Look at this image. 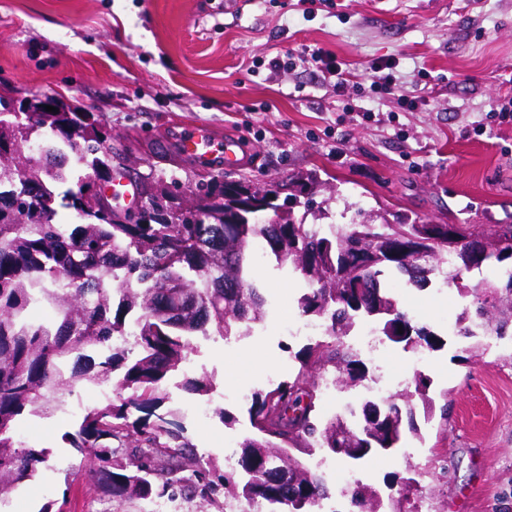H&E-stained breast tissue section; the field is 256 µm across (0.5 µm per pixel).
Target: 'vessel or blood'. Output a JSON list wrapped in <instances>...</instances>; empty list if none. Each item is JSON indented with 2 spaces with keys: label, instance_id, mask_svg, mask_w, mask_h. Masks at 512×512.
Returning a JSON list of instances; mask_svg holds the SVG:
<instances>
[{
  "label": "vessel or blood",
  "instance_id": "obj_1",
  "mask_svg": "<svg viewBox=\"0 0 512 512\" xmlns=\"http://www.w3.org/2000/svg\"><path fill=\"white\" fill-rule=\"evenodd\" d=\"M172 141L177 153L212 169L235 170L246 163L242 145L234 137H218L200 125L175 127Z\"/></svg>",
  "mask_w": 512,
  "mask_h": 512
}]
</instances>
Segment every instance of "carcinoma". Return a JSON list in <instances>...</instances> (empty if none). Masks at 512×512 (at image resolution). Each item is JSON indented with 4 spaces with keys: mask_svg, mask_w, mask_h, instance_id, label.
<instances>
[{
    "mask_svg": "<svg viewBox=\"0 0 512 512\" xmlns=\"http://www.w3.org/2000/svg\"><path fill=\"white\" fill-rule=\"evenodd\" d=\"M15 104L18 111H5ZM116 156L94 113L66 104L48 112L40 99L0 96V497L46 462L45 451L15 440L18 417L61 402L62 391L80 378L116 375L115 386L128 395L87 412L69 437L77 453L93 455L103 493L148 499L176 486L199 487L211 501L222 493L263 501L270 512L279 506L320 512L330 490L295 453L381 454L406 430L421 436L407 396L366 402L357 428L319 414L321 374L333 370L341 388L368 380L365 362L345 344L357 322L376 324L405 349L443 345L398 308L395 279L405 277L422 291L440 277L450 283L465 271L494 268L502 286L489 284L474 295L476 319L459 315L458 335L489 327L501 338L512 325V311L505 315L498 306L512 303V224H392L359 207V222L322 232L305 224L308 213L328 217L315 211L311 172L288 181V202L305 198L301 217L278 204V190L226 183L219 175L200 183L183 205L174 204L177 182L158 180L144 188L143 211L132 216L107 208L100 196L99 182L112 178ZM61 208L78 224L58 222ZM258 246L265 260L310 285L298 309L326 320V335L298 353L294 378L252 394L256 435L240 443L235 469L199 460L187 478L190 444L167 406L165 384L195 351L192 337H207L213 328L240 338L264 320V300L250 279ZM35 309H52L57 319L34 322ZM135 309L140 314L129 327L126 317ZM128 336L131 347L113 346ZM428 390V379L415 382L426 417L434 408ZM344 493L358 512H378L371 488L355 481Z\"/></svg>",
    "mask_w": 512,
    "mask_h": 512,
    "instance_id": "1",
    "label": "carcinoma"
}]
</instances>
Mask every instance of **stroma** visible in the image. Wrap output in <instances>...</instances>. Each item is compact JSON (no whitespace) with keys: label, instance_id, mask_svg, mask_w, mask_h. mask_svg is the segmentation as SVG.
Wrapping results in <instances>:
<instances>
[{"label":"stroma","instance_id":"obj_1","mask_svg":"<svg viewBox=\"0 0 512 512\" xmlns=\"http://www.w3.org/2000/svg\"><path fill=\"white\" fill-rule=\"evenodd\" d=\"M316 45L369 82L375 61H396L399 88L420 96L417 110L366 91L338 97L320 71L296 64L278 72L259 62ZM512 92V0H336L303 13L297 0H250L242 16L224 0H0V94L59 98L92 112L141 176L194 188L201 172L171 143L174 123L202 124L240 137L248 162L224 174L275 184L317 170L329 191L316 197L333 218L355 207L422 224H512V122L488 121L496 95ZM374 111L365 122L354 109ZM252 280L267 300L250 336L196 337L199 396L170 379L190 459L223 462L227 443L252 436L243 387L257 390L296 374L303 341V278L257 264ZM459 285L398 293L400 308L445 341L417 356L383 341L366 358L370 376L395 392L431 382L436 408L395 451L362 460L325 454L324 479L348 472L375 488L381 512H512V336L456 335L452 319L472 297ZM115 388L81 380L59 406L24 413L16 434L45 450L31 480L6 495L0 512H267L263 503L208 504L176 491L154 500H116L97 489L67 435L83 415L118 403Z\"/></svg>","mask_w":512,"mask_h":512}]
</instances>
